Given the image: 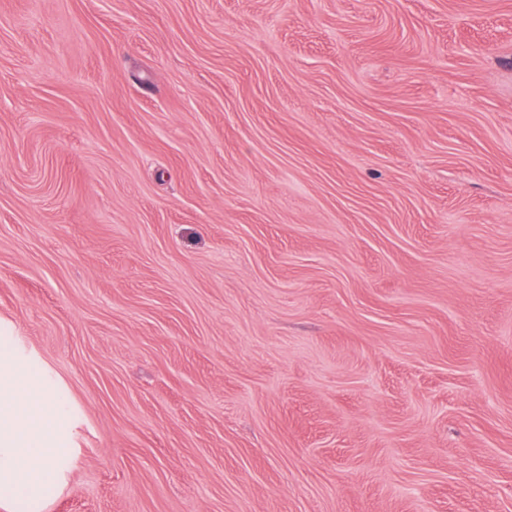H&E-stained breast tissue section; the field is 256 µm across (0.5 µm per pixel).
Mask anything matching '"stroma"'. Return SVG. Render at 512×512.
<instances>
[{
  "label": "stroma",
  "instance_id": "stroma-1",
  "mask_svg": "<svg viewBox=\"0 0 512 512\" xmlns=\"http://www.w3.org/2000/svg\"><path fill=\"white\" fill-rule=\"evenodd\" d=\"M0 318L46 512H512V0H0Z\"/></svg>",
  "mask_w": 512,
  "mask_h": 512
}]
</instances>
